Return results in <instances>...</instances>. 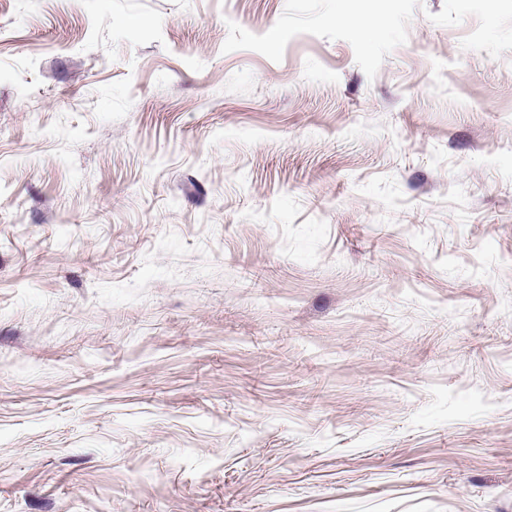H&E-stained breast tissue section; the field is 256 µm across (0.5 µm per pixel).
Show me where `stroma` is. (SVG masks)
I'll return each instance as SVG.
<instances>
[{"instance_id":"stroma-1","label":"stroma","mask_w":512,"mask_h":512,"mask_svg":"<svg viewBox=\"0 0 512 512\" xmlns=\"http://www.w3.org/2000/svg\"><path fill=\"white\" fill-rule=\"evenodd\" d=\"M0 512H512V0H0Z\"/></svg>"}]
</instances>
